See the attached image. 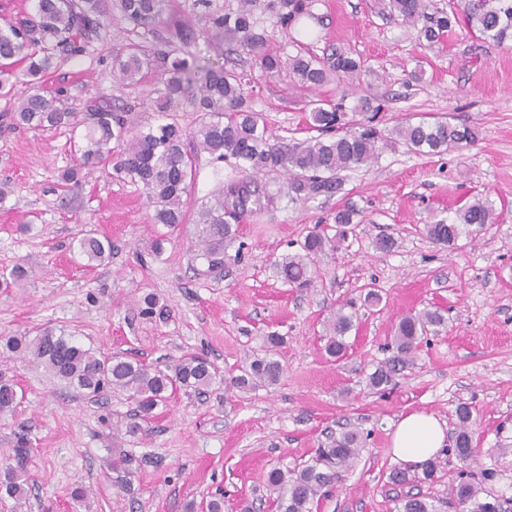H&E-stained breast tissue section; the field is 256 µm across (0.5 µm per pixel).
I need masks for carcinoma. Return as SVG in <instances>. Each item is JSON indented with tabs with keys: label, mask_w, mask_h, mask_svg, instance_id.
Returning a JSON list of instances; mask_svg holds the SVG:
<instances>
[{
	"label": "carcinoma",
	"mask_w": 512,
	"mask_h": 512,
	"mask_svg": "<svg viewBox=\"0 0 512 512\" xmlns=\"http://www.w3.org/2000/svg\"><path fill=\"white\" fill-rule=\"evenodd\" d=\"M315 0H267L265 9L283 29L293 28L312 15ZM257 0H240L235 12L212 6V0H193L195 22L179 25L164 20L165 0H37L35 11L0 30V73L12 70L15 58L26 63L29 84L42 79L64 58L83 57L101 37L112 12H119L131 34L125 55L115 56L113 76L120 81L138 83L144 73L160 76L156 89L158 111L175 105L190 104L201 113L196 129L188 132L172 121L153 126L144 124L129 103L114 106L99 101L87 106L82 115L57 106L35 89L21 98L17 109L4 115L13 126L52 129L63 125L86 128L79 163L67 170V184L80 181L81 170L112 168L118 177L142 186L154 207L152 223L174 229L185 223L183 196L194 184L202 153L212 161L234 158L246 164L242 177L221 187L213 199L201 205L194 235L208 266L229 267L231 256L226 246L237 229L227 220L228 213L245 210L260 198L272 200L258 175L282 171L291 177L290 189L308 196L332 195L343 190V173L371 165L387 148L389 137L376 127V115L359 121L346 120L345 85L358 78L364 61L346 51H334L322 58L298 51L283 62L266 46V35L253 20ZM390 15L417 29L428 43L440 42L450 31L462 27L483 40L501 44L512 39V0H485L465 4L459 14L431 10V0H388ZM229 42L227 54L244 53L266 74L273 76L288 67L299 86L316 91L336 84L335 99L309 101V129L318 132L300 142L284 141L269 133L262 113L255 110L247 92L243 74L198 54V41ZM391 134L417 153L438 154L450 147L474 144L479 131L474 126L458 125L447 119L398 125ZM355 212L339 210L333 217L336 234L315 227L299 245V251L287 253L276 262L283 282L294 288H311L315 264L335 251L346 238V227L354 223ZM497 213L487 198H468L448 219H435L425 225L426 236L445 247L457 245L462 235L482 230L495 223ZM78 252L90 262H102L111 253L112 244L82 234ZM357 314L340 307L329 323L326 351L333 357L345 354L346 334L354 326ZM447 319L438 310H423L402 317L387 346L389 356L366 375V385L384 392L396 384L404 371L415 364L419 348L430 332L446 328ZM284 337L276 332L265 338L264 353L245 362L239 374L224 379V374L209 359L186 353L165 368H151L125 354L96 353L75 342L72 337L56 335L50 327L35 336H8L6 348L25 352L34 362L44 365L54 377L66 381L85 395L96 397L110 389L135 404L136 410L125 433L135 437L145 432L143 423L155 410L168 402L174 391L191 390L202 394L216 383L227 388L254 390L277 385L284 366L277 351ZM20 404L13 384L0 381V413L8 414ZM456 428L453 447L448 453L462 464L453 487L454 505L459 512H512V497L496 494L485 487L471 471L474 462L470 423L473 407L461 403L455 410ZM363 435L357 430L327 437L310 460L294 468H274L268 483L281 490L275 500V512H313L318 501L336 489L342 469L356 459L363 447ZM31 449L23 436L15 448L0 458V495L17 502L28 496L27 462ZM136 459L129 453L112 457L110 468L117 474L115 486L129 488ZM399 512H434L425 497L411 492L401 499Z\"/></svg>",
	"instance_id": "obj_1"
}]
</instances>
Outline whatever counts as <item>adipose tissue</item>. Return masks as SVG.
<instances>
[{"mask_svg": "<svg viewBox=\"0 0 512 512\" xmlns=\"http://www.w3.org/2000/svg\"><path fill=\"white\" fill-rule=\"evenodd\" d=\"M446 440V424L426 411L401 415L394 426L391 453L400 462L419 465L432 458Z\"/></svg>", "mask_w": 512, "mask_h": 512, "instance_id": "adipose-tissue-1", "label": "adipose tissue"}]
</instances>
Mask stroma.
Returning a JSON list of instances; mask_svg holds the SVG:
<instances>
[{
    "instance_id": "35a3bbf8",
    "label": "stroma",
    "mask_w": 512,
    "mask_h": 512,
    "mask_svg": "<svg viewBox=\"0 0 512 512\" xmlns=\"http://www.w3.org/2000/svg\"><path fill=\"white\" fill-rule=\"evenodd\" d=\"M384 3L315 0L311 16L291 30L267 12L256 16L269 49L281 57L301 48L318 56L337 49L365 60L369 71L360 83L381 107V130L446 117L477 126L478 141L435 155L394 144L370 167L347 173L343 191L331 196L288 194L282 173L265 174L275 198L248 204L237 219V238L227 249L237 261L227 271L208 270L193 225L220 180L238 177L234 160L224 161L219 179L201 156L186 222L168 231L152 223L143 191L112 170L63 185V172L80 157L81 131L0 127V185L10 189L0 202V272L16 265L27 271L13 288L0 289V336L48 326L92 349L159 366L198 352L227 377L261 352L269 332L285 338L278 385L176 392L134 438L124 433L132 405L123 395L94 401L35 362H0V377L23 393L14 412L0 416V453L21 434L33 450L26 501L0 499V512H188L190 502L219 488L224 512H245L256 502L272 512L268 503L277 493L269 471L302 464L327 433L347 428L366 433V443L318 512H398L401 490L390 480L400 467L389 452L394 423L424 410L451 426L462 403L478 411L475 472H491L490 488L512 496V453L498 452L512 446V40L497 44L459 30L431 46L390 18ZM126 42L124 23L111 19L94 53L61 62L43 82V94L78 114L98 99L135 101L139 120L197 127L200 116L190 107L157 112L156 75L136 85L113 77L112 60ZM240 68L273 134L309 137V94L289 72L267 76L246 57ZM474 196L502 206L500 222L451 248L433 244L425 224ZM346 208L358 224L319 263L313 288L283 284L276 260L296 251L318 221ZM90 228L112 244L104 262L88 263L77 250L80 233ZM163 233L168 241L158 258L151 244ZM383 235L395 239L391 251L375 248ZM371 286L383 295L376 307L364 303ZM148 294L165 318L140 315L139 301ZM349 301L358 325L339 360L324 351L326 328ZM425 309L440 310L447 331L430 337L394 389L369 390L364 378L386 357L397 322ZM114 450L138 460L126 493L112 484L107 461ZM79 484L88 489L80 503L71 497Z\"/></svg>"
}]
</instances>
